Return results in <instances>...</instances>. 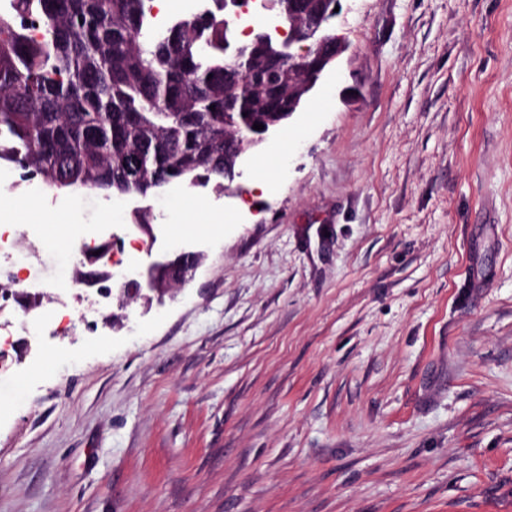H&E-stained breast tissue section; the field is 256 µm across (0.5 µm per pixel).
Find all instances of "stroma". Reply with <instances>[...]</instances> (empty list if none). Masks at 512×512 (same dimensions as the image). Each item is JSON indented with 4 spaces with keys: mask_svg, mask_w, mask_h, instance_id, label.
Returning a JSON list of instances; mask_svg holds the SVG:
<instances>
[{
    "mask_svg": "<svg viewBox=\"0 0 512 512\" xmlns=\"http://www.w3.org/2000/svg\"><path fill=\"white\" fill-rule=\"evenodd\" d=\"M332 30L268 194L277 133L230 193L152 198L205 255L163 304L102 324L38 243L102 199L11 186L43 301L0 311V512H512V0H341ZM188 209L224 223L181 232Z\"/></svg>",
    "mask_w": 512,
    "mask_h": 512,
    "instance_id": "1",
    "label": "stroma"
}]
</instances>
